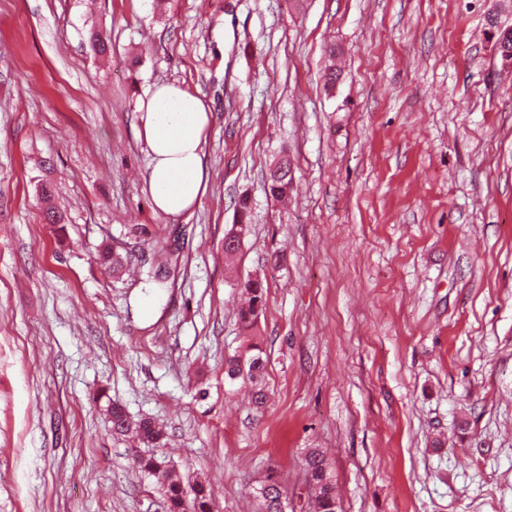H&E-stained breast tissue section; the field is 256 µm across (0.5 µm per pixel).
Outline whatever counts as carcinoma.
Returning a JSON list of instances; mask_svg holds the SVG:
<instances>
[{
  "label": "carcinoma",
  "mask_w": 512,
  "mask_h": 512,
  "mask_svg": "<svg viewBox=\"0 0 512 512\" xmlns=\"http://www.w3.org/2000/svg\"><path fill=\"white\" fill-rule=\"evenodd\" d=\"M289 173L291 167L288 166L281 175L273 176L268 181L267 187L272 197L280 199L288 194L292 182ZM240 287L249 295L247 304L240 310V319L249 327L263 312V292L260 283L255 280L249 279L241 283ZM263 370L264 362L258 354L249 357L245 362L238 356H232L225 366L228 378L235 380L242 377L255 384L251 402L257 407H262L266 403L264 390L256 386ZM110 411L113 433L123 436L131 433L141 441L155 443L163 438L162 431L152 422L131 420L121 406L114 404ZM137 467L147 476L154 478L155 484L163 491L165 512H213L211 491L204 482H195L187 491L165 462L154 457L138 459ZM305 475L311 493L308 497V512H337L335 483L324 455L316 449L306 456ZM256 493L259 501L258 512H286L288 509V490L279 481L267 479L256 489Z\"/></svg>",
  "instance_id": "carcinoma-1"
}]
</instances>
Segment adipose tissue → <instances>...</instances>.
I'll use <instances>...</instances> for the list:
<instances>
[{
	"instance_id": "adipose-tissue-1",
	"label": "adipose tissue",
	"mask_w": 512,
	"mask_h": 512,
	"mask_svg": "<svg viewBox=\"0 0 512 512\" xmlns=\"http://www.w3.org/2000/svg\"><path fill=\"white\" fill-rule=\"evenodd\" d=\"M138 110L149 162L144 180L154 208L169 216L189 211L207 187L204 145L211 124L205 100L175 83L155 85Z\"/></svg>"
}]
</instances>
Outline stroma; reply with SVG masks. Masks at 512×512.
Instances as JSON below:
<instances>
[{"label": "stroma", "instance_id": "1", "mask_svg": "<svg viewBox=\"0 0 512 512\" xmlns=\"http://www.w3.org/2000/svg\"><path fill=\"white\" fill-rule=\"evenodd\" d=\"M492 12L512 25V0H0V512H162L140 457L209 482L216 512H257L271 472L298 510L312 448L340 512H512V65ZM161 82L212 110L207 189L177 217L143 181L137 107ZM251 343L260 409L224 375ZM111 400L163 439L113 434ZM249 295L247 304L240 310V319L247 327L253 325L263 312L265 301L261 285L258 281L247 280L240 284Z\"/></svg>", "mask_w": 512, "mask_h": 512}]
</instances>
